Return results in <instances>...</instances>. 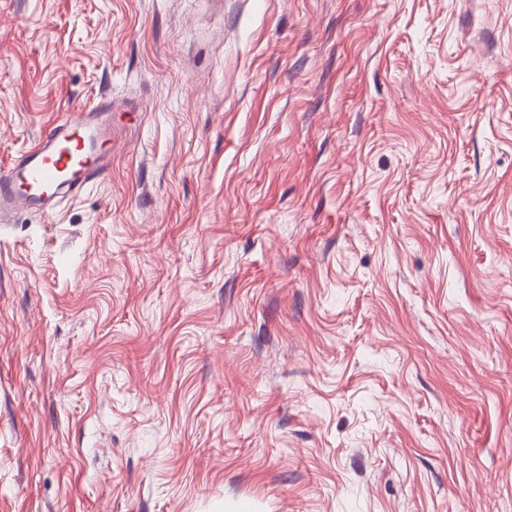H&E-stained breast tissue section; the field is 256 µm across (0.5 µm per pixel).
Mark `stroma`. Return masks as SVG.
<instances>
[{"mask_svg": "<svg viewBox=\"0 0 512 512\" xmlns=\"http://www.w3.org/2000/svg\"><path fill=\"white\" fill-rule=\"evenodd\" d=\"M0 512H512V0H0ZM112 102L73 109L28 151L0 171V219L38 208L52 213L60 194L104 176L112 164L106 122Z\"/></svg>", "mask_w": 512, "mask_h": 512, "instance_id": "35a3bbf8", "label": "stroma"}]
</instances>
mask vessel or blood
<instances>
[{
  "mask_svg": "<svg viewBox=\"0 0 512 512\" xmlns=\"http://www.w3.org/2000/svg\"><path fill=\"white\" fill-rule=\"evenodd\" d=\"M110 101L73 109L28 151L0 169V219L37 208L52 213L63 192L104 176L112 164Z\"/></svg>",
  "mask_w": 512,
  "mask_h": 512,
  "instance_id": "1",
  "label": "vessel or blood"
}]
</instances>
